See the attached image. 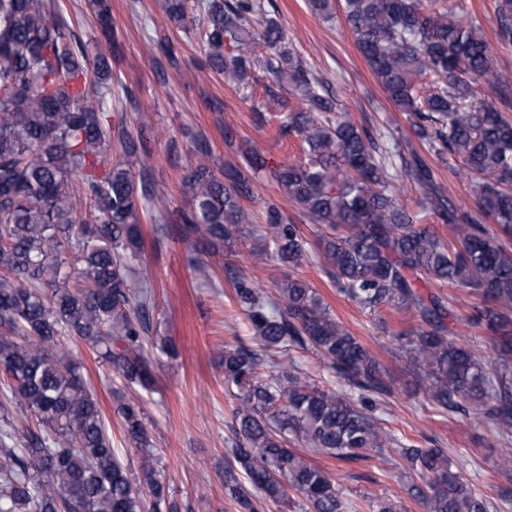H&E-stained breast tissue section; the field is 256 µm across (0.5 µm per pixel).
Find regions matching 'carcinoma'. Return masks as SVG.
Returning a JSON list of instances; mask_svg holds the SVG:
<instances>
[{
    "label": "carcinoma",
    "instance_id": "carcinoma-1",
    "mask_svg": "<svg viewBox=\"0 0 512 512\" xmlns=\"http://www.w3.org/2000/svg\"><path fill=\"white\" fill-rule=\"evenodd\" d=\"M107 41V0H92ZM206 23L205 62L240 83L254 63L256 40L272 50L266 66L287 81L299 106L266 89L264 108L282 119L280 137L300 141L302 158L272 176L299 212L321 227L310 243L301 225L274 203L266 207L264 246L253 252L297 267L316 248L339 293L373 313H406L396 332L442 414L472 412L495 429L512 470V120L480 95L508 87L490 43L457 0H344L346 25L362 57L414 133L473 185L477 214L448 200L419 157L402 177L426 197L424 215L401 204L378 144L358 128L306 63L285 47L274 19L255 32L260 0H168L166 15L187 26L188 12ZM498 36L512 42V0H497ZM108 58L77 36L67 38L46 0H0V372L14 403L39 418L44 432L0 437V512H154L176 504L153 463L141 408L115 395L124 435L142 453L139 484L112 448L98 400L62 337L83 341L128 385L152 391V362L143 346L152 295L130 287L141 256L143 207L163 212L168 200L138 188L134 166L146 148L123 121L112 122ZM122 147L112 161V137ZM217 178L205 161L183 178L182 240L204 229L209 243L235 254L252 223L241 200L268 160L252 148ZM451 226L445 239L427 224ZM490 219L495 229L483 224ZM78 268L66 270V253ZM233 298L258 348L224 350L225 386L236 389L234 441L227 449L247 477L229 473L226 487L240 512L299 494L309 512H344L327 472L288 447L290 436L342 464L376 458L393 439L372 416L390 393L384 370L363 342L330 313L315 289L288 278L275 298L225 263ZM469 288L481 305L469 317L497 348L488 367L479 350L454 339L456 316L439 289ZM311 350L354 394L321 388L290 349ZM288 363H282L283 359ZM400 456L421 482L410 496L425 512H491L453 470L442 448L402 446Z\"/></svg>",
    "mask_w": 512,
    "mask_h": 512
}]
</instances>
